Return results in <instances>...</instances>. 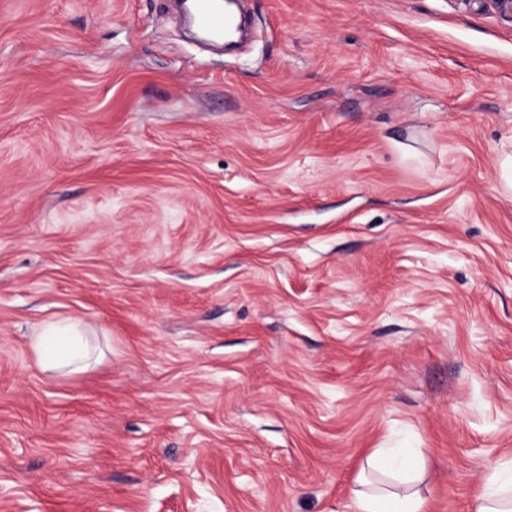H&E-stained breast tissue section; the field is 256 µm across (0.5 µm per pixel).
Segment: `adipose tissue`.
I'll use <instances>...</instances> for the list:
<instances>
[{"instance_id": "adipose-tissue-1", "label": "adipose tissue", "mask_w": 512, "mask_h": 512, "mask_svg": "<svg viewBox=\"0 0 512 512\" xmlns=\"http://www.w3.org/2000/svg\"><path fill=\"white\" fill-rule=\"evenodd\" d=\"M32 348L42 366L74 372L87 368L93 354L85 325L71 319L43 324ZM371 465L387 479L377 485L361 478L352 499L353 512H424L425 500L414 487L421 473V464L414 455L381 452Z\"/></svg>"}]
</instances>
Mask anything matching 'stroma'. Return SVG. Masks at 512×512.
<instances>
[{
  "label": "stroma",
  "mask_w": 512,
  "mask_h": 512,
  "mask_svg": "<svg viewBox=\"0 0 512 512\" xmlns=\"http://www.w3.org/2000/svg\"><path fill=\"white\" fill-rule=\"evenodd\" d=\"M0 0V512H425L512 469V22L484 0ZM84 322L80 372L44 322ZM196 22L201 28L220 36L224 32V26L231 23V20L224 17V12L215 0H199ZM32 348L42 366L70 368L72 372L87 368L93 354L85 325L71 319L43 324L35 334ZM370 466L386 474L388 480L379 486L363 474L360 480L362 489L356 491L352 499L353 512L425 511V500L414 489L421 473V464L414 455H390L379 451Z\"/></svg>",
  "instance_id": "35a3bbf8"
}]
</instances>
